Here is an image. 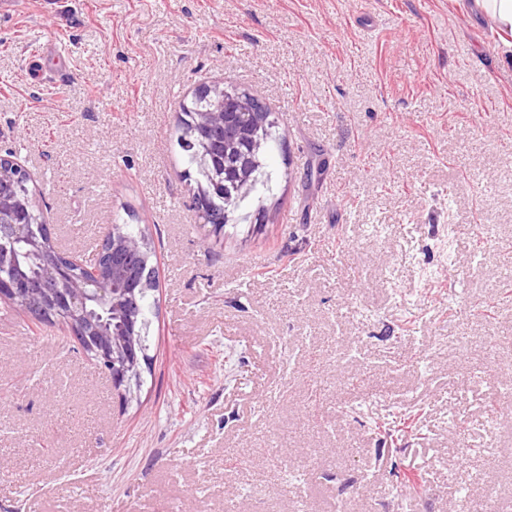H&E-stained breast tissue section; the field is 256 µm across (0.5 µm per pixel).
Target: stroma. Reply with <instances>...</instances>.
Returning a JSON list of instances; mask_svg holds the SVG:
<instances>
[{"label": "stroma", "mask_w": 512, "mask_h": 512, "mask_svg": "<svg viewBox=\"0 0 512 512\" xmlns=\"http://www.w3.org/2000/svg\"><path fill=\"white\" fill-rule=\"evenodd\" d=\"M0 155L54 242L156 246L142 385L0 302V512H512V50L451 0H22ZM283 139L261 207L194 206L181 104ZM408 430H376L388 411ZM421 494L395 492L401 475ZM257 112H266V119L262 123H255V139L265 142L268 153L273 146L282 140V133L279 131V121L271 110L263 105H255Z\"/></svg>", "instance_id": "35a3bbf8"}]
</instances>
